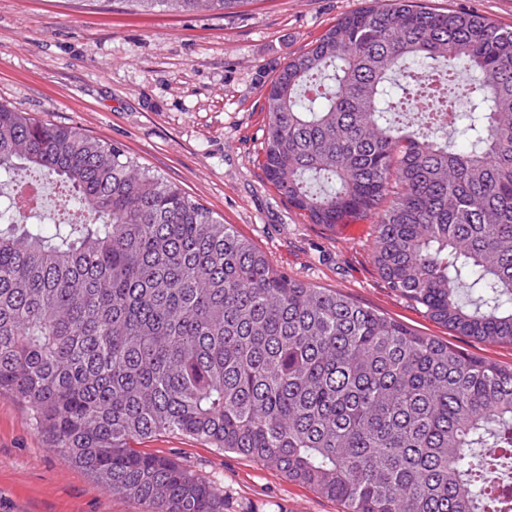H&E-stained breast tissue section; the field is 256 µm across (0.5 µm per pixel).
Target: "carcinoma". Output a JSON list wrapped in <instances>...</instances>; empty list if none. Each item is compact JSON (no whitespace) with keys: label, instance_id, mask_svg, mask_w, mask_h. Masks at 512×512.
<instances>
[{"label":"carcinoma","instance_id":"cac0c4a2","mask_svg":"<svg viewBox=\"0 0 512 512\" xmlns=\"http://www.w3.org/2000/svg\"><path fill=\"white\" fill-rule=\"evenodd\" d=\"M232 14L250 0H120ZM465 92L468 109L418 111ZM261 169L315 224L377 217L393 291L512 344V30L392 0L339 18L271 80ZM55 184L76 222L0 204V393L66 462L149 512H224L177 432L343 512H512V368L275 268L123 148L0 103V181Z\"/></svg>","mask_w":512,"mask_h":512}]
</instances>
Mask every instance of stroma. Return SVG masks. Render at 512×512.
I'll return each instance as SVG.
<instances>
[{
    "label": "stroma",
    "instance_id": "35a3bbf8",
    "mask_svg": "<svg viewBox=\"0 0 512 512\" xmlns=\"http://www.w3.org/2000/svg\"><path fill=\"white\" fill-rule=\"evenodd\" d=\"M512 28V0H420ZM388 0H255L234 14L127 12L120 0H0V101L120 145L234 225L272 265L458 350L512 366V345L460 336L392 291L374 220L311 223L259 166L264 96L278 69L342 15ZM224 497V512H342L251 458L181 434L146 440ZM0 512H147L67 464L0 395Z\"/></svg>",
    "mask_w": 512,
    "mask_h": 512
}]
</instances>
